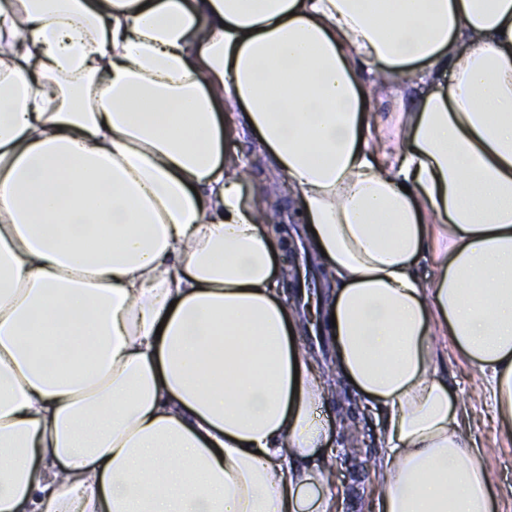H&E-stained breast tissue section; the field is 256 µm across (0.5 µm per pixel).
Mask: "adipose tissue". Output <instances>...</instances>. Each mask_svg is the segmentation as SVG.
I'll list each match as a JSON object with an SVG mask.
<instances>
[{"instance_id":"obj_1","label":"adipose tissue","mask_w":512,"mask_h":512,"mask_svg":"<svg viewBox=\"0 0 512 512\" xmlns=\"http://www.w3.org/2000/svg\"><path fill=\"white\" fill-rule=\"evenodd\" d=\"M396 79L430 91L392 155ZM228 117L315 230L375 512H493L434 362L441 331L512 437V0H0V512H336ZM400 88L398 84L377 91L368 105L369 112H372V131L374 142L388 145L391 148V141L397 130L399 113L385 112L377 108L376 101L379 98L391 100L395 97L396 91Z\"/></svg>"}]
</instances>
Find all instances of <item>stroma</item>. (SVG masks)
Returning <instances> with one entry per match:
<instances>
[{
    "instance_id": "1",
    "label": "stroma",
    "mask_w": 512,
    "mask_h": 512,
    "mask_svg": "<svg viewBox=\"0 0 512 512\" xmlns=\"http://www.w3.org/2000/svg\"><path fill=\"white\" fill-rule=\"evenodd\" d=\"M225 146L246 162L251 184L264 203L278 211V226L283 236L294 243L296 265L307 266L310 272L308 281L288 292V304L298 316L300 345L310 356L326 362L328 369H335L331 339L320 330L331 288L320 275L321 262L308 243L304 225L293 219L294 190L285 177L265 164L252 134L227 127ZM438 343L436 368L447 379L467 415L470 434L490 474L496 512H512V439L500 434L488 393L475 367L450 340L442 337ZM320 413L332 426L331 456L344 486L341 512H371L382 454L377 441V414L349 383L339 378L331 383Z\"/></svg>"
}]
</instances>
